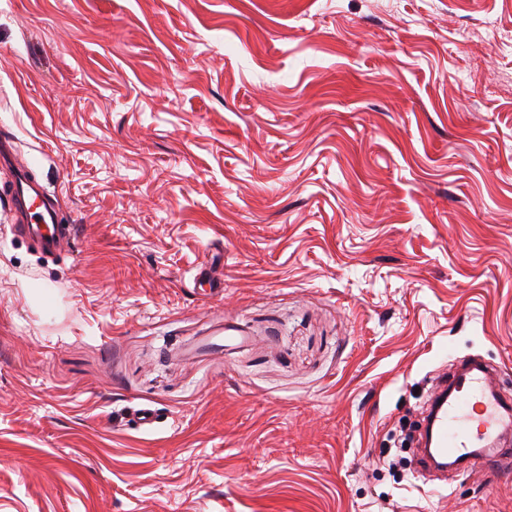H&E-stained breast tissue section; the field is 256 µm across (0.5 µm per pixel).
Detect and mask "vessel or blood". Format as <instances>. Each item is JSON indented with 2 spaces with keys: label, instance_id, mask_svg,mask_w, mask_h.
Returning a JSON list of instances; mask_svg holds the SVG:
<instances>
[{
  "label": "vessel or blood",
  "instance_id": "b4317fda",
  "mask_svg": "<svg viewBox=\"0 0 512 512\" xmlns=\"http://www.w3.org/2000/svg\"><path fill=\"white\" fill-rule=\"evenodd\" d=\"M0 160L14 169V180L6 196L9 207L20 214L21 231L41 251L57 253L63 239L70 236L73 225H59L57 211L50 196L36 188L27 164L18 160L9 136L0 137ZM499 371L492 365L464 367L453 376L438 374L431 400L425 406L423 421L430 452L425 464L452 460L464 467H482L489 476L505 468L502 459L494 455L474 456V428L490 436L504 425L503 413L512 409V396L506 395Z\"/></svg>",
  "mask_w": 512,
  "mask_h": 512
}]
</instances>
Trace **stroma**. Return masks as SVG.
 Wrapping results in <instances>:
<instances>
[{"label": "stroma", "mask_w": 512, "mask_h": 512, "mask_svg": "<svg viewBox=\"0 0 512 512\" xmlns=\"http://www.w3.org/2000/svg\"><path fill=\"white\" fill-rule=\"evenodd\" d=\"M2 126L77 235L0 168V512H512L387 459L512 393V0H0ZM1 158L14 168V180L6 195L9 208L20 214V230L41 251L49 254L58 252L60 242L74 231L73 224L61 226L57 221V211L52 198L36 188L27 164L18 160L13 152L12 140L1 133ZM500 372L492 365L463 367L448 382L446 372L435 379L431 400L423 409L427 445L430 454L423 460L428 468L439 469L433 459H451L463 467L480 466L490 477L505 469L506 463L495 455L475 457L471 450L473 427L489 437L499 426H511L512 398L503 390ZM508 414L504 420L501 411Z\"/></svg>", "instance_id": "1"}]
</instances>
